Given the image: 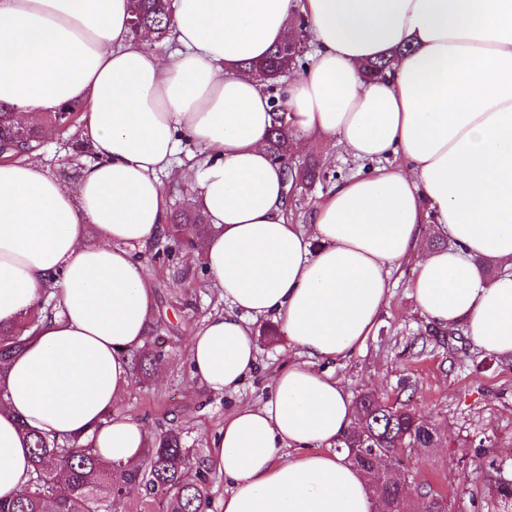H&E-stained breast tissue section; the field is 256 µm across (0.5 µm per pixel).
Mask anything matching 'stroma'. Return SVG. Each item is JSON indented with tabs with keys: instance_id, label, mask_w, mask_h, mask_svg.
<instances>
[{
	"instance_id": "35a3bbf8",
	"label": "stroma",
	"mask_w": 512,
	"mask_h": 512,
	"mask_svg": "<svg viewBox=\"0 0 512 512\" xmlns=\"http://www.w3.org/2000/svg\"><path fill=\"white\" fill-rule=\"evenodd\" d=\"M330 149L335 159L325 166L327 181L309 190L298 188L286 214L291 223H308L337 180L358 170V163L323 138L315 140L308 153L295 154L293 162L322 158ZM203 153L202 147L186 144L161 174L167 207L191 196L194 185L183 180L181 172ZM38 159L52 176L71 183L79 178L80 166L90 162L91 153L58 131L45 139ZM156 250V245H149L142 261L154 292L153 314L164 322L163 335L171 350L161 376L129 388L113 413L151 428L173 422L187 432L189 445L208 454L225 416L238 405L264 400L274 376L294 351L279 324L257 322L256 367L236 391L208 390L190 370L189 344L207 318L226 313L228 306L212 285L175 280V268L195 270L200 260L184 253L174 265H162L152 259ZM413 269L409 259L392 270L391 296L365 346L346 359L318 362L314 368L339 380L353 397L371 391L392 402L411 400L417 414L439 429L441 447L419 448L402 458L400 474L413 487L411 503H423L418 487L427 483L447 501L450 512H512V503L501 501L487 481L493 462L499 464L502 478L512 481V357L484 354L462 331L429 325L411 294Z\"/></svg>"
}]
</instances>
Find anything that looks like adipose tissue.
Returning <instances> with one entry per match:
<instances>
[{
    "instance_id": "1",
    "label": "adipose tissue",
    "mask_w": 512,
    "mask_h": 512,
    "mask_svg": "<svg viewBox=\"0 0 512 512\" xmlns=\"http://www.w3.org/2000/svg\"><path fill=\"white\" fill-rule=\"evenodd\" d=\"M173 7L178 48L165 59L132 34L128 0H0V102L34 123L85 104L81 137L95 153L72 186L32 158L0 162V324L49 290L63 307L0 380V497L29 481L24 424L84 436L110 461L141 458L146 428L111 411L132 382L128 351L151 320L139 255L166 222L159 176L193 142L207 154L190 203L215 228L200 251L230 307L192 338L193 375L215 392L237 389L256 366L261 318L279 321L300 355L265 402L224 419L213 442L230 485L224 512H377L369 476L335 450L354 421L352 399L311 363L364 346L392 267L411 257L428 323L512 356V0ZM301 23L312 62L278 89L294 147L326 138L376 163L336 184L307 229L285 217L266 142L270 95L238 68ZM378 57L389 71L365 78L363 64ZM392 155L416 180L383 166ZM429 224L449 246L425 245ZM482 259L503 274L486 275Z\"/></svg>"
}]
</instances>
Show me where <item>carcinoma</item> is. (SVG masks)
<instances>
[{
    "mask_svg": "<svg viewBox=\"0 0 512 512\" xmlns=\"http://www.w3.org/2000/svg\"><path fill=\"white\" fill-rule=\"evenodd\" d=\"M133 33L150 29L158 38L173 30L172 0H131ZM289 42L275 49L260 62L249 64L255 77L274 90L280 72L305 64L303 47L288 54ZM85 109L71 105L49 112L44 121L53 128L69 129L81 125ZM40 130L21 121L13 108L0 103V150L9 157L20 148L31 153L40 147ZM268 145L273 162L283 167L288 185H311L318 177L312 165L289 166L292 155L290 122L287 113L273 106V123ZM213 225L200 211L188 209L173 216L172 225L160 235L165 244L154 258L172 261L195 239L213 232ZM61 312L55 300L22 314L11 326L0 325V371L6 369L12 353L43 320ZM162 324H153V336L138 349L129 351L134 374L145 382L154 365L165 355L161 342ZM413 407L400 401L389 404L374 393L359 396L352 428L336 441V451L345 453L354 467L363 471L371 464L369 455L384 453L398 463L399 456L415 448H437L441 435L436 428L423 426ZM21 430L34 448L30 479L16 497L0 499V512H207L211 508L213 471L198 448L185 445L178 426H163L151 436L148 448L138 463L121 465L103 458L93 443L67 434H49L21 424ZM194 471V477L188 472ZM139 492L140 508L126 507L123 491ZM381 507L390 512H405V490L395 483L383 491Z\"/></svg>",
    "mask_w": 512,
    "mask_h": 512,
    "instance_id": "obj_1",
    "label": "carcinoma"
}]
</instances>
